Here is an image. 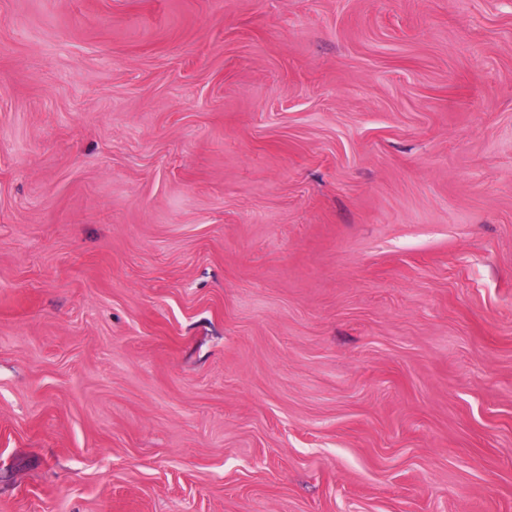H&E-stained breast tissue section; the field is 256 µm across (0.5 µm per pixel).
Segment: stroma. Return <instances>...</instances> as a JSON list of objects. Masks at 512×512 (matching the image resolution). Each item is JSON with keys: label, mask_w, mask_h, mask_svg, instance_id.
Returning a JSON list of instances; mask_svg holds the SVG:
<instances>
[{"label": "stroma", "mask_w": 512, "mask_h": 512, "mask_svg": "<svg viewBox=\"0 0 512 512\" xmlns=\"http://www.w3.org/2000/svg\"><path fill=\"white\" fill-rule=\"evenodd\" d=\"M0 512H512V0H0Z\"/></svg>", "instance_id": "1"}]
</instances>
